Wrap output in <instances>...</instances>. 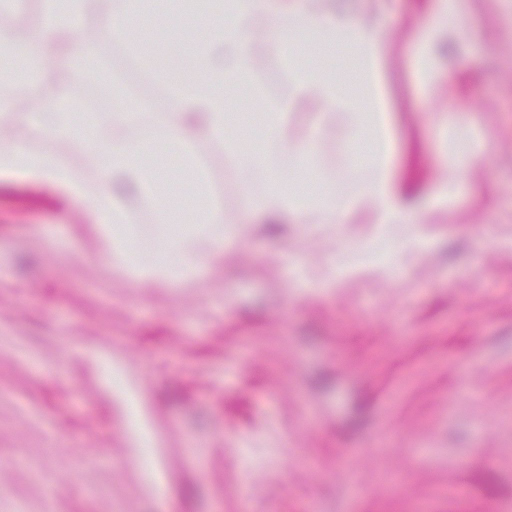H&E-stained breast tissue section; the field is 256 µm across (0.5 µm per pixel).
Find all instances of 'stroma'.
Returning a JSON list of instances; mask_svg holds the SVG:
<instances>
[{"mask_svg": "<svg viewBox=\"0 0 512 512\" xmlns=\"http://www.w3.org/2000/svg\"><path fill=\"white\" fill-rule=\"evenodd\" d=\"M378 27L388 45L399 182L420 224H398L373 262L377 227L357 198L375 166L344 115L318 133L315 182L352 202L342 224L271 232L237 207L239 162L210 143L224 249L190 279L112 263L87 205L0 177V512H512V0H457L450 58L418 60L436 0H311ZM133 17L131 39L174 72L198 20ZM259 95L227 97L228 134L255 153L254 125L289 106L287 53L344 83L358 74L271 34L254 46ZM489 146L469 160L471 136ZM451 187L447 201L436 194ZM173 176L155 200L120 199L151 258L159 209L197 211Z\"/></svg>", "mask_w": 512, "mask_h": 512, "instance_id": "1", "label": "stroma"}]
</instances>
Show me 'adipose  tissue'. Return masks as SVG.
<instances>
[{
    "mask_svg": "<svg viewBox=\"0 0 512 512\" xmlns=\"http://www.w3.org/2000/svg\"><path fill=\"white\" fill-rule=\"evenodd\" d=\"M58 2L45 0L42 25L33 29L26 39L15 42L8 52L0 51V66L5 68L15 61L23 63L31 76L32 93L53 109L50 126H40L33 114L27 112L21 114L12 137L0 140V176L48 182L70 197L86 202L102 215L103 226L112 229L109 248L116 265L124 267L134 262L130 242L138 230L129 210L110 189L114 181L131 182L139 194L148 198L158 183V175L155 169L143 166L142 161L157 147H164L182 165L189 164L185 148H194L203 142L223 143L227 153H234V143L224 137L230 120L226 110L227 93L250 83L257 68L251 47L257 35L254 20L259 16L285 45H294L306 36L328 47L344 45L351 49L364 69L369 111L349 107L340 86L305 67L294 68L291 73L297 96L315 99L324 112L346 110L350 140L359 139L365 125L376 128L373 154L378 161L377 175L364 185L358 202L367 206L375 223H420L419 210L404 200L391 168L395 142L383 83L385 47L382 37L374 28L352 18L322 10L277 8L274 0H234L231 14L216 9L207 16L202 35L180 59L183 77L157 73L166 88L168 108L160 114L153 131L130 135L137 115L127 111L128 100L123 89L113 86L112 101L120 110L113 113L110 131L98 136L97 147L91 154L106 187L89 192L75 179L68 156L50 147L51 142L76 133L75 117L81 105L70 97L65 73H58L55 81L49 83L44 76L47 52H72L78 34L76 23L90 12L92 0H68V9L64 12L58 10ZM158 7L159 0H134L132 10L116 8L109 16L114 45L134 51L137 64L149 74L155 73L154 67L143 51L134 50L128 37L126 15L131 11L148 15L155 13ZM35 130L47 141V148L27 149L26 140ZM314 143L315 137L311 134L303 140H294L277 117L263 127L257 158L242 163L239 169L240 202L247 213H260L277 221L287 215L301 217L305 209L312 207L319 222L341 223L348 206L337 202L335 196L322 192L312 198L291 197L283 189L281 178L286 162L301 163L311 159ZM261 179L268 180L270 188L259 194L254 185ZM160 220L163 227L158 233V246L163 259L154 271L155 277L166 281L175 272L183 277L197 276L203 259L214 253L215 240H208L202 246L187 242L185 236L178 233L180 217L176 212H162Z\"/></svg>",
    "mask_w": 512,
    "mask_h": 512,
    "instance_id": "obj_1",
    "label": "adipose tissue"
}]
</instances>
